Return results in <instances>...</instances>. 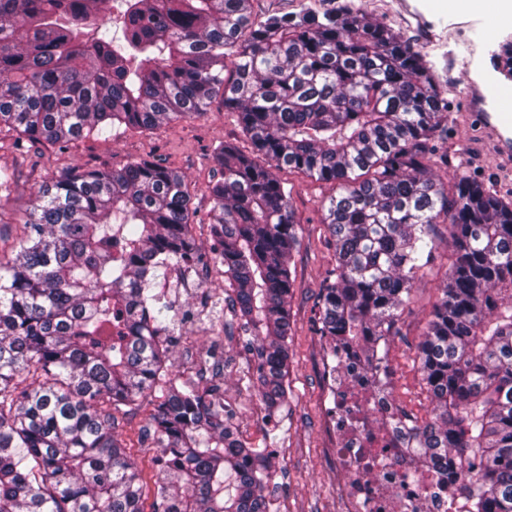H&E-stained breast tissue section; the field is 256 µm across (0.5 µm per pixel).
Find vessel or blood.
<instances>
[{"instance_id": "vessel-or-blood-1", "label": "vessel or blood", "mask_w": 512, "mask_h": 512, "mask_svg": "<svg viewBox=\"0 0 512 512\" xmlns=\"http://www.w3.org/2000/svg\"><path fill=\"white\" fill-rule=\"evenodd\" d=\"M481 25V19L474 16L452 25L455 39L469 48L460 63L466 77L464 102L491 135L500 155L511 159L512 109L503 107L501 101L512 96V63L498 56L492 46L475 41L473 34Z\"/></svg>"}]
</instances>
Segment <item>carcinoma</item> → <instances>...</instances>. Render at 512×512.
<instances>
[{
  "label": "carcinoma",
  "instance_id": "carcinoma-1",
  "mask_svg": "<svg viewBox=\"0 0 512 512\" xmlns=\"http://www.w3.org/2000/svg\"><path fill=\"white\" fill-rule=\"evenodd\" d=\"M112 2L0 0V125L66 143L190 118L222 95L252 151L214 149L211 235L271 415L287 397L298 246L278 172L336 187L318 332L374 398L448 225L451 262L416 352L432 416L398 409L377 429L445 477L458 512H512V200L438 174L448 102L427 54L354 0L263 20L253 0H120V38ZM190 218L185 176L153 160L77 168L35 193L0 261V512H268L275 454L240 436L219 364L203 385L168 373L170 306L153 288L171 262L201 264ZM156 391L149 490L115 423Z\"/></svg>",
  "mask_w": 512,
  "mask_h": 512
}]
</instances>
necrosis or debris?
<instances>
[{
  "label": "necrosis or debris",
  "mask_w": 512,
  "mask_h": 512,
  "mask_svg": "<svg viewBox=\"0 0 512 512\" xmlns=\"http://www.w3.org/2000/svg\"><path fill=\"white\" fill-rule=\"evenodd\" d=\"M325 383L336 408L328 423L335 439L329 454L342 477L344 512H448V499L435 486L417 491L409 485L413 464L407 456L370 455L368 437L354 419L348 369L326 371Z\"/></svg>",
  "instance_id": "obj_1"
}]
</instances>
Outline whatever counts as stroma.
<instances>
[{
  "label": "stroma",
  "mask_w": 512,
  "mask_h": 512,
  "mask_svg": "<svg viewBox=\"0 0 512 512\" xmlns=\"http://www.w3.org/2000/svg\"><path fill=\"white\" fill-rule=\"evenodd\" d=\"M355 3L422 48L440 67L439 91L448 102L449 171H463L501 195L512 194V164H504L498 158L493 142L472 120L459 98L466 83L458 65L464 46L449 40L447 22H437L432 29L422 24L423 19L434 20V0H411L407 10L401 9L397 0ZM17 138L15 130L0 127V168L13 174L9 190L0 191L2 260L14 256L23 220L40 186L77 167L117 170L141 159L161 161L185 174L194 209L193 234L202 251H209L213 150L223 142L245 151L250 148L236 113L226 111L219 97L202 115L152 130H119L66 144L41 141L20 148L15 145ZM280 178L291 194L299 245L291 265L288 399L274 418H267L262 403L248 387L246 372L252 353L232 312L223 264L210 261L202 276L171 265L155 291L173 306L172 373L183 379L197 378L207 353L216 352L224 366V404L235 411L241 437L251 446L276 449V474L266 490L271 512H341V478L328 456L332 441L326 429L328 400L323 366L329 344L315 332L323 279L336 264L329 230L320 222L321 207L334 195L335 187L297 171H281ZM436 232L434 260L420 276L388 348L389 398L396 407L420 420L429 418L431 404L415 353L452 254L447 225H438ZM148 412L145 406L128 412L118 428L145 470L154 454L146 432Z\"/></svg>",
  "instance_id": "stroma-1"
}]
</instances>
